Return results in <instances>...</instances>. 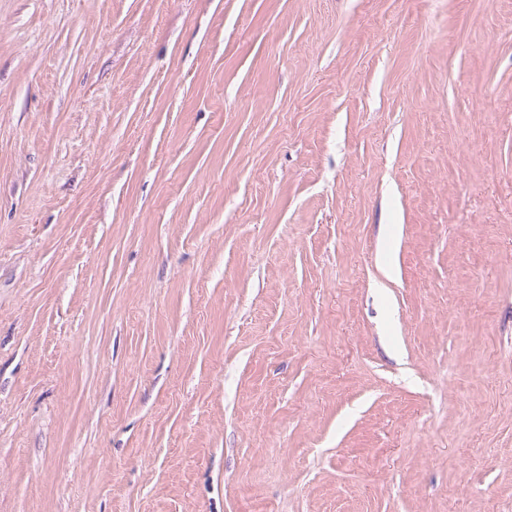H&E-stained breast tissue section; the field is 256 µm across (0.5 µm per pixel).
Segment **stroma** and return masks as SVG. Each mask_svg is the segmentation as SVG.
Instances as JSON below:
<instances>
[{
    "label": "stroma",
    "mask_w": 512,
    "mask_h": 512,
    "mask_svg": "<svg viewBox=\"0 0 512 512\" xmlns=\"http://www.w3.org/2000/svg\"><path fill=\"white\" fill-rule=\"evenodd\" d=\"M0 512H512V0H0Z\"/></svg>",
    "instance_id": "1"
}]
</instances>
